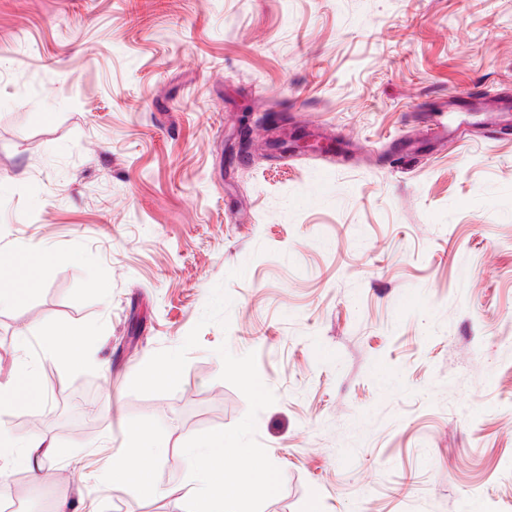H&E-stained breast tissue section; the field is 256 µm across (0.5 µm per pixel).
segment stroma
Here are the masks:
<instances>
[{"mask_svg":"<svg viewBox=\"0 0 512 512\" xmlns=\"http://www.w3.org/2000/svg\"><path fill=\"white\" fill-rule=\"evenodd\" d=\"M494 94L512 0H0V374L37 390L0 422L54 512H193L220 434L265 466L233 512H512V112L457 109ZM43 441L38 438L18 443L6 431L0 430V459L15 460L24 463L31 472L43 481L49 477V457L39 458L35 448H42ZM147 465V462L138 458L116 460L113 466L112 478L114 486L130 483Z\"/></svg>","mask_w":512,"mask_h":512,"instance_id":"stroma-1","label":"stroma"}]
</instances>
